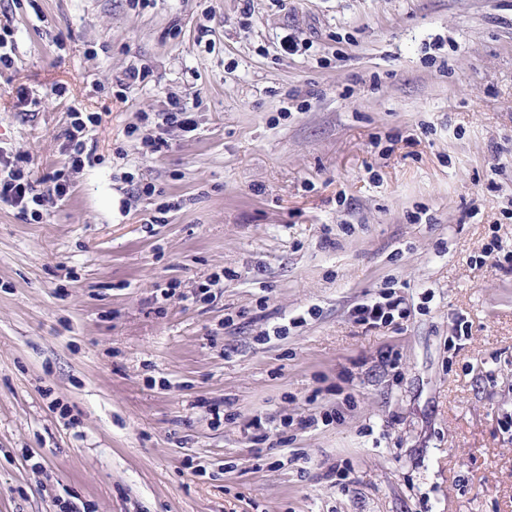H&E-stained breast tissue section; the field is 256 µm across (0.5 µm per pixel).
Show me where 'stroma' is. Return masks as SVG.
Wrapping results in <instances>:
<instances>
[{
    "label": "stroma",
    "mask_w": 512,
    "mask_h": 512,
    "mask_svg": "<svg viewBox=\"0 0 512 512\" xmlns=\"http://www.w3.org/2000/svg\"><path fill=\"white\" fill-rule=\"evenodd\" d=\"M0 28L1 148L40 176L100 117L42 223L0 204V512H512V0H0ZM177 101L196 130L145 153ZM386 296L407 318L358 322Z\"/></svg>",
    "instance_id": "1"
}]
</instances>
